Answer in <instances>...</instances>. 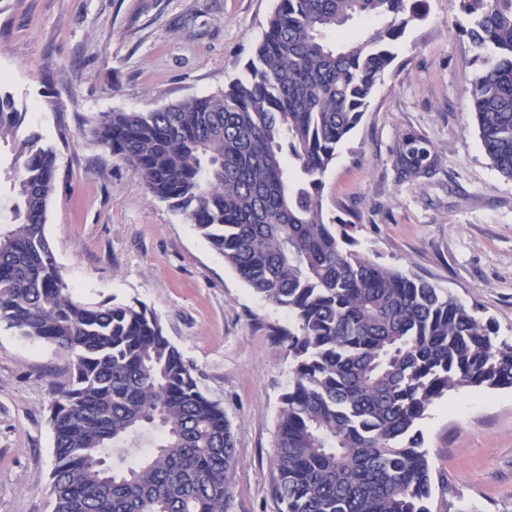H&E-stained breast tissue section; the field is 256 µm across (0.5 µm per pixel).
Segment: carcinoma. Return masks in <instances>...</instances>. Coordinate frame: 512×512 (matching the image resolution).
<instances>
[{
    "mask_svg": "<svg viewBox=\"0 0 512 512\" xmlns=\"http://www.w3.org/2000/svg\"><path fill=\"white\" fill-rule=\"evenodd\" d=\"M420 0H278L247 74L150 112L99 114L83 135L129 164L253 292L284 310L293 357L275 444L279 512H462L418 423L452 390L512 388V342L447 289L381 265L323 208V177L422 18ZM481 69L471 113L512 180V0H460ZM383 20L337 48L348 20ZM0 92V323L73 355L52 407L53 512H225L237 466L224 407L146 307L75 298L45 232L56 151L21 138ZM399 162L435 159L410 137Z\"/></svg>",
    "mask_w": 512,
    "mask_h": 512,
    "instance_id": "1",
    "label": "carcinoma"
}]
</instances>
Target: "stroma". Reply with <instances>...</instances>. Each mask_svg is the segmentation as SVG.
Wrapping results in <instances>:
<instances>
[{"label":"stroma","instance_id":"stroma-1","mask_svg":"<svg viewBox=\"0 0 512 512\" xmlns=\"http://www.w3.org/2000/svg\"><path fill=\"white\" fill-rule=\"evenodd\" d=\"M277 0H0V89L57 146L46 234L74 296L141 303L219 401L236 440L228 512H278L272 495L288 347L286 312L262 300L135 171L87 141L102 112H148L242 75ZM362 122L325 174L324 208L362 251L423 276L512 339V180L490 163L469 107L477 70L460 0H425ZM436 164L407 176L406 138ZM66 349L0 324V512H51V407ZM419 428L463 512H512V389L448 392Z\"/></svg>","mask_w":512,"mask_h":512}]
</instances>
